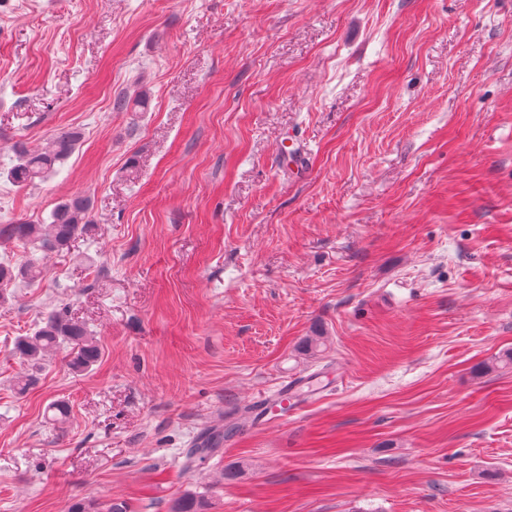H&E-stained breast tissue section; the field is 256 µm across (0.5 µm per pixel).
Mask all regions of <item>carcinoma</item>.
<instances>
[{"instance_id": "1", "label": "carcinoma", "mask_w": 512, "mask_h": 512, "mask_svg": "<svg viewBox=\"0 0 512 512\" xmlns=\"http://www.w3.org/2000/svg\"><path fill=\"white\" fill-rule=\"evenodd\" d=\"M78 141L79 132L62 128L38 151L31 152L23 146H15L16 163L6 170V178L20 189L46 180L74 152ZM89 210L90 202L85 197L65 199L55 206L49 223L8 224L0 228V237L21 239L46 250L62 252L75 237L89 230ZM40 276L41 271L32 262L21 265L1 262L0 298L16 281L34 283ZM61 347L68 349V366L75 373L87 370L101 357V348L87 326L70 318L64 308L52 312L36 325L32 335L22 336L14 344L19 358L31 365L39 363L46 354ZM219 439L220 432L210 433L200 446L190 451L189 456L219 453ZM69 512H131V508L125 501L95 503L81 498L72 502ZM171 512H202L200 500L197 495L186 493L172 503Z\"/></svg>"}]
</instances>
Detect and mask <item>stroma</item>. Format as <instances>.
Returning a JSON list of instances; mask_svg holds the SVG:
<instances>
[{
  "mask_svg": "<svg viewBox=\"0 0 512 512\" xmlns=\"http://www.w3.org/2000/svg\"><path fill=\"white\" fill-rule=\"evenodd\" d=\"M74 196L0 239V512H512V0H0V225ZM61 302L89 371L13 354ZM79 138V132L62 128L38 151L15 146L16 163L6 170V178L20 189L46 180L74 152ZM90 202L78 196L60 201L50 215L48 224H7L0 228V237L21 239L50 251L63 252L71 241L86 233ZM41 276V271L33 262H25L21 265H7L0 263V298L4 296L7 288L17 280L36 282ZM294 389L288 390V385L279 392L271 403L266 404V399H262L260 404L255 409V417L261 422H268L269 420L283 416L288 413V409L291 408L294 403L292 402L291 396ZM69 512H131V508L125 501L95 503L81 498L72 502Z\"/></svg>",
  "mask_w": 512,
  "mask_h": 512,
  "instance_id": "stroma-1",
  "label": "stroma"
}]
</instances>
